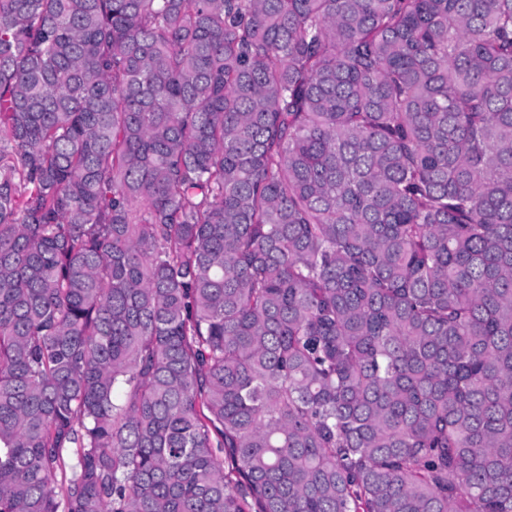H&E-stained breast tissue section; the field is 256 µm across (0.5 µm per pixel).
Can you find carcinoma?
<instances>
[{
  "instance_id": "carcinoma-1",
  "label": "carcinoma",
  "mask_w": 512,
  "mask_h": 512,
  "mask_svg": "<svg viewBox=\"0 0 512 512\" xmlns=\"http://www.w3.org/2000/svg\"><path fill=\"white\" fill-rule=\"evenodd\" d=\"M0 512H512V0H0Z\"/></svg>"
}]
</instances>
